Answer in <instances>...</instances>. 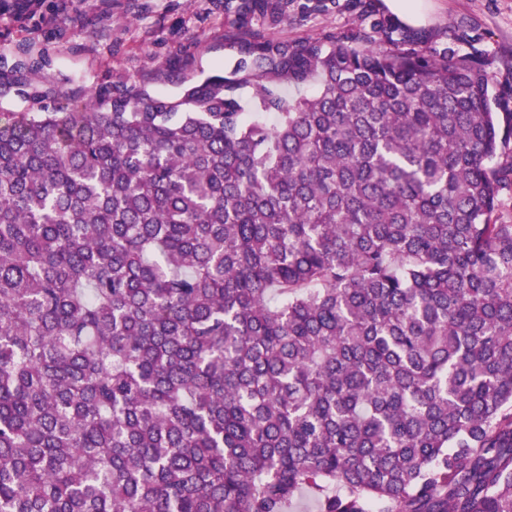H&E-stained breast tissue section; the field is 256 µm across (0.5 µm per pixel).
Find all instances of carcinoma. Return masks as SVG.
<instances>
[{
    "label": "carcinoma",
    "instance_id": "obj_1",
    "mask_svg": "<svg viewBox=\"0 0 512 512\" xmlns=\"http://www.w3.org/2000/svg\"><path fill=\"white\" fill-rule=\"evenodd\" d=\"M374 29L0 108V512H512V112Z\"/></svg>",
    "mask_w": 512,
    "mask_h": 512
}]
</instances>
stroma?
<instances>
[{"mask_svg":"<svg viewBox=\"0 0 512 512\" xmlns=\"http://www.w3.org/2000/svg\"><path fill=\"white\" fill-rule=\"evenodd\" d=\"M225 0H0V107L23 108L21 94L66 90L76 101L117 82L172 91L175 66L186 73L227 71L232 27L296 40L371 31L389 15L384 0H288L278 19L226 13ZM408 19L424 49L465 56L487 74L512 110V0H418Z\"/></svg>","mask_w":512,"mask_h":512,"instance_id":"stroma-1","label":"stroma"}]
</instances>
